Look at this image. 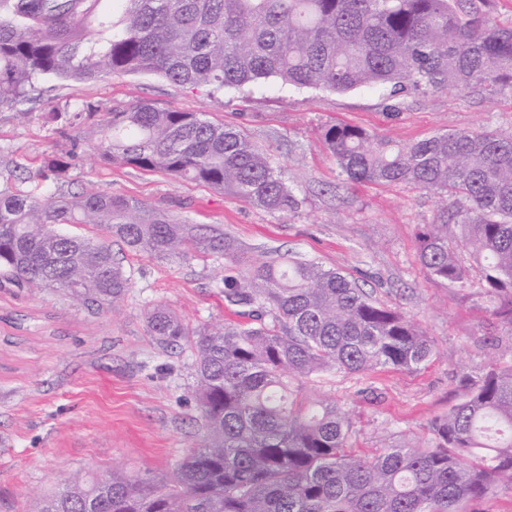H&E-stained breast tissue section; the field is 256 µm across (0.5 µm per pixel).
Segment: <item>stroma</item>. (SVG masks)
I'll list each match as a JSON object with an SVG mask.
<instances>
[{"label":"stroma","mask_w":512,"mask_h":512,"mask_svg":"<svg viewBox=\"0 0 512 512\" xmlns=\"http://www.w3.org/2000/svg\"><path fill=\"white\" fill-rule=\"evenodd\" d=\"M137 100L235 126L268 150L296 206L270 214L202 183L103 161L95 150L101 123ZM337 122L401 142L445 130L512 132V87L392 96L287 89L270 80L212 93L151 74L43 79L28 99L0 107V190L67 195L92 184L201 231L221 228L250 258L274 250L347 274L413 316L436 354L416 372L330 373L304 391L344 404L360 453L404 436L427 442L435 420L465 396L462 377L480 376L496 361L493 345L512 343V326L493 318L477 289L427 274L416 237L436 214L435 196L347 180L322 146L325 127ZM53 158L67 161L64 174L33 180ZM115 256L132 279L115 312H88L51 288H0V512H28L34 496L66 472L114 464L170 470L204 436L191 394L195 356L185 344L157 346L146 312L165 306L193 328L236 319L222 293L224 258L209 251L170 261L125 250Z\"/></svg>","instance_id":"stroma-1"}]
</instances>
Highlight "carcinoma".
Listing matches in <instances>:
<instances>
[{"label": "carcinoma", "mask_w": 512, "mask_h": 512, "mask_svg": "<svg viewBox=\"0 0 512 512\" xmlns=\"http://www.w3.org/2000/svg\"><path fill=\"white\" fill-rule=\"evenodd\" d=\"M0 1V106L46 76L155 73L213 91L275 79L392 95L512 84V27L491 18L489 0H118V17L99 11V0ZM324 145L354 183L438 196L417 235L423 267L441 283L479 289L512 326V132L402 143L334 123ZM98 150L110 163L202 182L270 214L295 204L265 148L198 112L137 101L103 121ZM68 224H94L105 240ZM453 237L470 251L475 276L457 262ZM114 241L159 260L224 254V301L249 320L193 330L153 307V339L195 352L202 443L160 474L69 475L29 512H468L473 501L512 492V364L465 380V398L433 423V444L386 443L362 456L349 445L344 405L306 400L303 383L325 372L421 369L434 344L404 311L340 271L273 253L254 261L219 229L202 237L193 224L93 186L67 197L0 190L7 284L115 310L131 279Z\"/></svg>", "instance_id": "obj_1"}]
</instances>
